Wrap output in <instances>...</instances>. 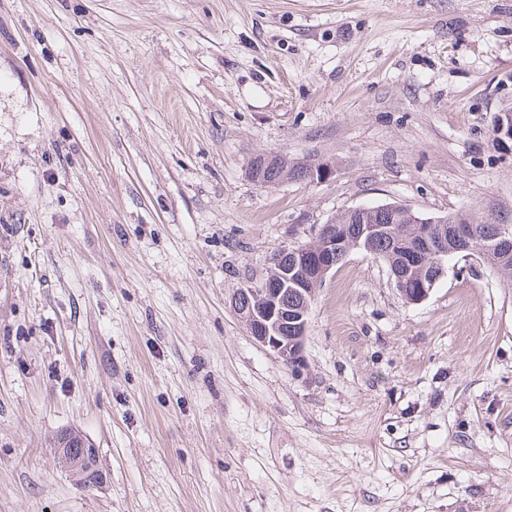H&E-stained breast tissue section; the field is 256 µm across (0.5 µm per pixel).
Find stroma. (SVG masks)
I'll return each instance as SVG.
<instances>
[{"mask_svg": "<svg viewBox=\"0 0 512 512\" xmlns=\"http://www.w3.org/2000/svg\"><path fill=\"white\" fill-rule=\"evenodd\" d=\"M510 107L512 0H0V512H512V279L352 251L300 377L232 305L354 207L512 224ZM55 454L71 480L81 488H96L105 475L99 466L97 448L82 434L61 433L55 445Z\"/></svg>", "mask_w": 512, "mask_h": 512, "instance_id": "35a3bbf8", "label": "stroma"}]
</instances>
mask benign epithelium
<instances>
[{
  "label": "benign epithelium",
  "instance_id": "7a95c632",
  "mask_svg": "<svg viewBox=\"0 0 512 512\" xmlns=\"http://www.w3.org/2000/svg\"><path fill=\"white\" fill-rule=\"evenodd\" d=\"M402 221L418 225V247L404 253L400 269L392 272L395 287L405 302L417 304L426 300L445 275L444 270L428 271L424 257L430 253L441 264L448 255V245H463V251L478 256L486 265L500 269V261L512 254V226H498L497 236L475 242L470 237L468 219L462 213L426 217L405 205L382 206ZM385 231L382 225H367L355 241L338 239L329 229H318L316 239L325 251L320 264H310L314 245L293 244L286 248L294 259L290 268L279 267L260 281H249L239 288L234 308L246 326L249 335L265 350L272 353L296 376L305 370V341L309 329L308 309L294 312L288 308V289L297 288L298 294L312 300L328 275L336 269V253H349L365 245ZM55 454L71 480L81 488H96L105 475L99 466L97 448L82 434L66 431L56 440Z\"/></svg>",
  "mask_w": 512,
  "mask_h": 512
}]
</instances>
